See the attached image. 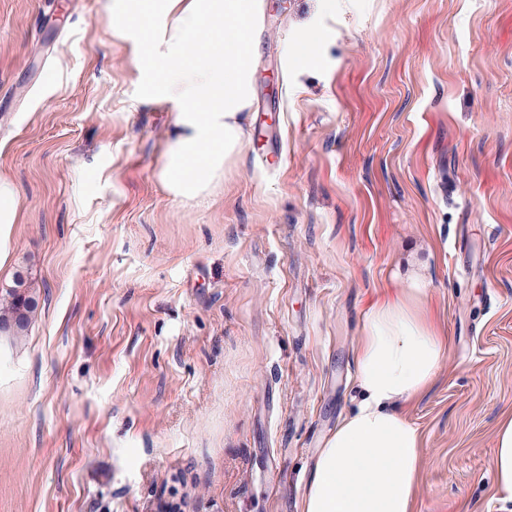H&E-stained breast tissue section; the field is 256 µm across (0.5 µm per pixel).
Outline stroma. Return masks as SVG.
I'll return each mask as SVG.
<instances>
[{
    "label": "stroma",
    "mask_w": 512,
    "mask_h": 512,
    "mask_svg": "<svg viewBox=\"0 0 512 512\" xmlns=\"http://www.w3.org/2000/svg\"><path fill=\"white\" fill-rule=\"evenodd\" d=\"M102 2L0 0V288L39 299L0 335V512H300L365 316L409 288L450 338L405 407L416 512H506L512 0H259L245 127L283 163L245 143L196 204L157 177L177 109ZM20 205L15 185L0 175V271L8 264V239L12 225L18 224ZM495 452L491 466L496 491L504 500H512V412L504 415L495 431Z\"/></svg>",
    "instance_id": "obj_1"
}]
</instances>
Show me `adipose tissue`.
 Wrapping results in <instances>:
<instances>
[{"label": "adipose tissue", "instance_id": "adipose-tissue-1", "mask_svg": "<svg viewBox=\"0 0 512 512\" xmlns=\"http://www.w3.org/2000/svg\"><path fill=\"white\" fill-rule=\"evenodd\" d=\"M103 11L108 30L135 48L144 99L178 107L161 182L183 203L209 197L244 144L256 0H104ZM19 219L18 191L0 175V269ZM425 296L411 288L368 312L354 350L359 399L321 448L300 512H416L424 448L403 406L433 383L449 350ZM495 443L496 490L512 500V412Z\"/></svg>", "mask_w": 512, "mask_h": 512}]
</instances>
